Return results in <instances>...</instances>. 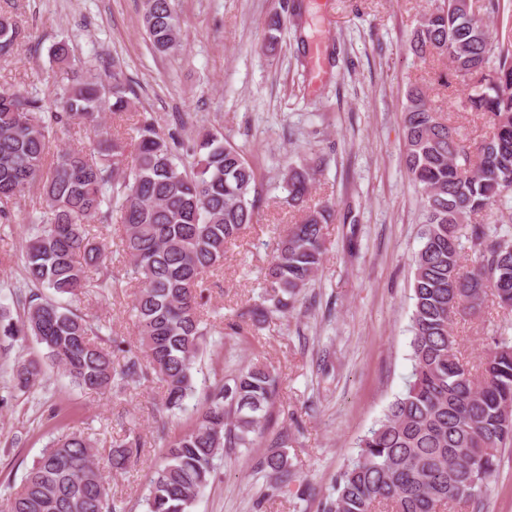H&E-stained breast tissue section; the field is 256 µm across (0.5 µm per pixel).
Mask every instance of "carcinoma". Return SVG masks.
I'll return each mask as SVG.
<instances>
[{"instance_id": "1", "label": "carcinoma", "mask_w": 512, "mask_h": 512, "mask_svg": "<svg viewBox=\"0 0 512 512\" xmlns=\"http://www.w3.org/2000/svg\"><path fill=\"white\" fill-rule=\"evenodd\" d=\"M144 22L155 51L178 46L176 0H144ZM23 36L15 18L0 14V59L12 56ZM411 48L423 61L448 58L469 89L467 108L487 116L491 131L467 144L427 89L407 90L405 163L423 196L412 372L405 392L361 440L359 457L339 475L325 512H478L497 454L512 443V343L495 341L475 365L462 356L453 328L457 314L480 309L489 295L512 309V237L472 222L512 191V49L492 41L467 0H434ZM84 68L58 87L54 109L26 89L0 92V224L11 222L14 199L39 186L24 275L12 294L23 315L15 320L0 304V337H31L44 354L11 366L12 393H32L51 365L88 391L153 377L164 389L162 407L182 411L196 397L193 368L211 330L204 277L224 265L227 245L257 223V177L244 150L219 131L201 136L186 165L175 141L137 110L121 72L102 73L90 61ZM105 109L116 121L111 127L103 122ZM76 126L93 133V148L51 153L53 131ZM315 180L316 170L306 164H290L282 174L285 202L302 216L276 243L263 302L240 315L254 325L293 311L322 265L324 228L334 210L308 206ZM112 223L129 262L126 282L112 277L93 233ZM465 241L476 254L468 269ZM90 287L133 290L136 350L106 344L97 327L62 304ZM278 395L272 370L248 364L197 397L194 424L167 445L149 480L146 512H193L214 459L262 437ZM145 445L137 435L113 440L112 468L124 469ZM98 453L97 441L81 431L58 436L0 512H123ZM257 469L279 489L296 481L282 450L271 451Z\"/></svg>"}]
</instances>
